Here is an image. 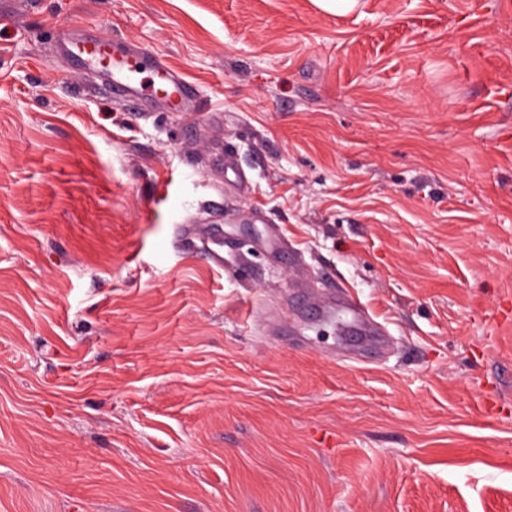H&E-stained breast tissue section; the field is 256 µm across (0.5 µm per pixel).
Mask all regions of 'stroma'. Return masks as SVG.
<instances>
[{
  "label": "stroma",
  "mask_w": 512,
  "mask_h": 512,
  "mask_svg": "<svg viewBox=\"0 0 512 512\" xmlns=\"http://www.w3.org/2000/svg\"><path fill=\"white\" fill-rule=\"evenodd\" d=\"M67 35L161 53L198 123ZM504 306L512 0H0V512H512ZM297 288H302L300 293L304 290L310 297L317 298L323 304L321 310L323 314H332L336 312L337 307L340 308L343 313L350 316V322L356 326L362 335L370 336L381 347L382 340L380 336H384V333L369 317L361 301L350 295L339 296L337 301L336 297L324 298L310 288H307V284Z\"/></svg>",
  "instance_id": "1"
}]
</instances>
